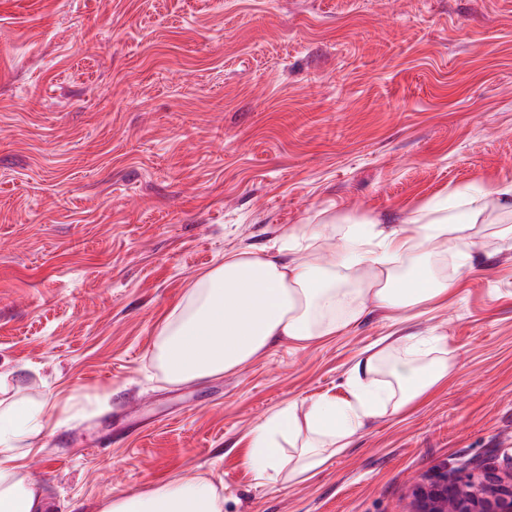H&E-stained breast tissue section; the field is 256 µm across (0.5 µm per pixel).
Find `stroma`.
<instances>
[{"label":"stroma","instance_id":"stroma-1","mask_svg":"<svg viewBox=\"0 0 512 512\" xmlns=\"http://www.w3.org/2000/svg\"><path fill=\"white\" fill-rule=\"evenodd\" d=\"M512 179V0H0V375L64 407L17 450L46 512L222 481L223 512H413L415 489L512 467V245L413 327L454 368L307 481L260 483L247 435L284 403L346 396L391 333L375 310L205 384L152 344L226 251L327 210L389 219Z\"/></svg>","mask_w":512,"mask_h":512}]
</instances>
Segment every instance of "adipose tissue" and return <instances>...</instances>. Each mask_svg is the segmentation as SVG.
<instances>
[{
    "instance_id": "obj_1",
    "label": "adipose tissue",
    "mask_w": 512,
    "mask_h": 512,
    "mask_svg": "<svg viewBox=\"0 0 512 512\" xmlns=\"http://www.w3.org/2000/svg\"><path fill=\"white\" fill-rule=\"evenodd\" d=\"M512 240V182L477 183L421 204L389 224L379 217L321 212L293 224L279 244L238 249L198 277L167 313L152 355L173 384L233 372L280 343L307 347L374 310L396 330L360 354L346 378L348 399L323 395L306 410L291 401L249 436V463L262 481L306 480L375 418L405 413L447 381L448 341L410 324L447 300L448 260L472 264L481 226ZM46 401L0 399V512H43L44 494L24 483L14 453L45 428ZM291 455H283V447ZM207 477L165 481L145 492H118L103 512H223Z\"/></svg>"
}]
</instances>
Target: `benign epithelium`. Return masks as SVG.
Wrapping results in <instances>:
<instances>
[{
    "mask_svg": "<svg viewBox=\"0 0 512 512\" xmlns=\"http://www.w3.org/2000/svg\"><path fill=\"white\" fill-rule=\"evenodd\" d=\"M415 512H512V471L459 484L443 481L419 488Z\"/></svg>",
    "mask_w": 512,
    "mask_h": 512,
    "instance_id": "7a95c632",
    "label": "benign epithelium"
}]
</instances>
